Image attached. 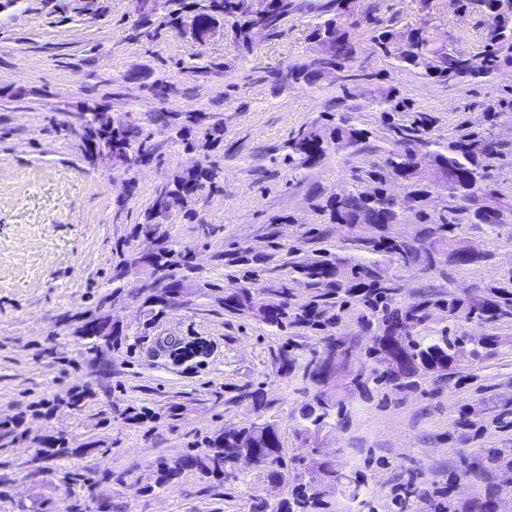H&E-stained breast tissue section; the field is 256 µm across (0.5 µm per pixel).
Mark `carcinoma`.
I'll return each instance as SVG.
<instances>
[{
    "mask_svg": "<svg viewBox=\"0 0 512 512\" xmlns=\"http://www.w3.org/2000/svg\"><path fill=\"white\" fill-rule=\"evenodd\" d=\"M465 7L485 14L488 18L489 38L483 52L485 72L483 77L492 76L500 67V48L512 47V0H466ZM299 9L295 0H267L265 13L253 11L252 0H207V4L192 11L188 17V28L195 24H208L213 31L218 30L221 21L236 19L235 38L238 46L246 51L256 42L274 34L288 14ZM350 5L346 0H329L316 7V22L311 26V40L319 38L329 42L330 52L295 69L291 78L295 82L312 84L323 71L336 69L348 71L356 59L357 50L349 35ZM396 35L381 21L373 22L372 43L375 51L385 57H393L402 66L417 71L424 77L441 81L460 80L469 77L464 66L465 58L449 51L436 43L426 26L417 27L409 32L405 48L398 55L391 51V41ZM382 112H402L405 102L398 98L395 89L381 93L376 101ZM198 118L194 113L184 115L172 112H158L150 117L149 124L157 127L153 132L139 124H129L122 128H112L106 110L95 105L88 112L82 129L81 140L86 157L95 162L97 157L112 155V161L123 158L122 150L154 155L151 140L155 134L175 132L172 143L186 149L192 140L182 134ZM432 117L419 112L408 124L386 126L384 141L387 148L379 162H372L363 175L353 176L352 189L341 197H330L326 201V211L335 224H355L362 222L383 227L400 223L399 207L388 194L392 181L400 179L406 188L405 202L411 205L415 216L432 225L429 233L443 238L463 229L465 224H484L494 231L501 226L499 213L478 207L468 210L461 216L455 209H443L439 215L431 216L419 208L423 198L428 195L429 186L422 183L417 172L420 162L416 148L422 145L431 149V153L443 160L441 173L448 180V196L455 199L470 200L475 191L471 189L469 179H480L482 187H487L491 179V160L498 155V142L487 130L465 132L457 138L441 143L425 138V131ZM372 132L353 123L348 112L339 114L336 125L328 123L310 125L293 132L286 143L288 153L283 162L288 164L291 175H296L322 159L329 143L336 138L344 139L348 145L357 147L366 143ZM218 172L212 165H202L199 172L176 182H167L156 190L155 200L149 204L143 214L138 229L148 231L161 227L175 212L192 210L203 198L204 191L217 190ZM164 201V209L156 210L157 200ZM362 252L350 265L343 259L324 258L313 263H291L292 272L299 275L307 288L315 290L312 299L303 305L293 306L288 301V289L278 290L282 300L269 301L256 306L250 289L240 282L224 289V307L232 314H249L259 308L263 310L262 320L282 329L288 323H304L315 329H325L336 324V315L330 310L345 303V297L360 294L363 305L372 317L383 325V335L369 351V358L376 367L370 380L376 384L388 382L398 387L417 385V379L423 372H442L457 360L459 352L466 350L463 336L448 335V328L435 330L429 327L431 309L436 308L448 315V319L463 318L467 321L477 319L483 323L496 324L512 321V296L492 293L489 296L469 304L450 294L448 298L432 300L424 297L401 306L395 304L398 287L379 271L380 260L376 256L396 258L398 263L407 266L428 254L424 244L408 242L382 235L365 244L355 246ZM182 283L174 280L164 293L148 296L144 302V325L152 324L164 315L175 303ZM79 333L94 345L104 336H118L120 332L112 322L103 316H94L86 320ZM332 416V410L326 406L323 393L314 396V403L305 406L300 414L302 430L311 431L319 427ZM266 437H257L255 432L246 428L224 430L208 442V448L200 454L189 455L183 466L197 471L203 478L213 483H221L232 474L239 456L254 453L259 463L273 481L288 480V463L283 453L278 429L273 424ZM490 472L487 481H492V472L505 464L512 467V458L505 452L494 450L487 457ZM320 505V492L310 483L301 482L292 491V500H285L278 512H316Z\"/></svg>",
    "mask_w": 512,
    "mask_h": 512,
    "instance_id": "cac0c4a2",
    "label": "carcinoma"
}]
</instances>
